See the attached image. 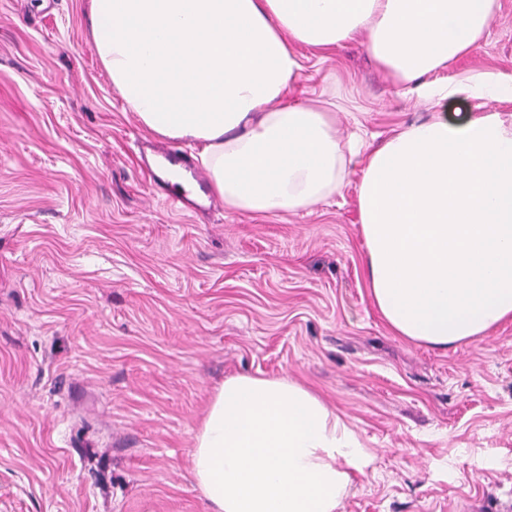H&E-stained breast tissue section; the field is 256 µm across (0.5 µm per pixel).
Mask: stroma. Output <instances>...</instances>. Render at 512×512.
Masks as SVG:
<instances>
[{"mask_svg": "<svg viewBox=\"0 0 512 512\" xmlns=\"http://www.w3.org/2000/svg\"><path fill=\"white\" fill-rule=\"evenodd\" d=\"M449 72L512 74V0ZM292 99L388 135L427 105L367 51L309 62ZM88 0H0V512H208L191 475L213 388L285 376L371 453L340 512H512V321L445 350L392 334L366 287L352 174L288 215L153 194Z\"/></svg>", "mask_w": 512, "mask_h": 512, "instance_id": "35a3bbf8", "label": "stroma"}]
</instances>
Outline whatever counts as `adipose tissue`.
Returning <instances> with one entry per match:
<instances>
[{"mask_svg": "<svg viewBox=\"0 0 512 512\" xmlns=\"http://www.w3.org/2000/svg\"><path fill=\"white\" fill-rule=\"evenodd\" d=\"M499 0H89L92 43L126 109L185 142L237 213L294 214L361 171L364 276L393 333L438 349L512 319V113H440L369 149L363 128L286 102L305 49L363 45L399 96L512 101L486 68L448 75ZM369 454L288 377L235 375L212 393L192 472L209 512H339Z\"/></svg>", "mask_w": 512, "mask_h": 512, "instance_id": "obj_1", "label": "adipose tissue"}]
</instances>
